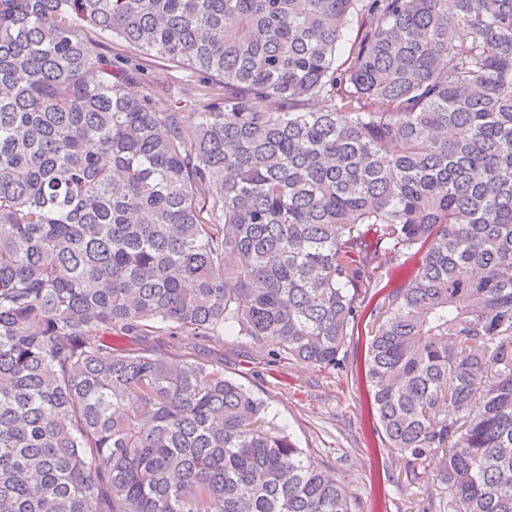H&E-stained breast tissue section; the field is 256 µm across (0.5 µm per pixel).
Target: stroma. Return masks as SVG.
Returning a JSON list of instances; mask_svg holds the SVG:
<instances>
[{
	"mask_svg": "<svg viewBox=\"0 0 512 512\" xmlns=\"http://www.w3.org/2000/svg\"><path fill=\"white\" fill-rule=\"evenodd\" d=\"M344 352V373L299 361L270 362L244 336L225 337L200 355L223 360L225 375L264 399L299 447L329 461L359 496L364 512H424L430 503L447 507L448 491L437 464L427 463L409 478L405 455L372 434L366 385L351 375L364 364L365 337L348 339Z\"/></svg>",
	"mask_w": 512,
	"mask_h": 512,
	"instance_id": "stroma-1",
	"label": "stroma"
}]
</instances>
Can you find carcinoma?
<instances>
[{
    "instance_id": "obj_1",
    "label": "carcinoma",
    "mask_w": 512,
    "mask_h": 512,
    "mask_svg": "<svg viewBox=\"0 0 512 512\" xmlns=\"http://www.w3.org/2000/svg\"><path fill=\"white\" fill-rule=\"evenodd\" d=\"M362 326L377 437L512 512V0H0V512H361L151 341Z\"/></svg>"
}]
</instances>
